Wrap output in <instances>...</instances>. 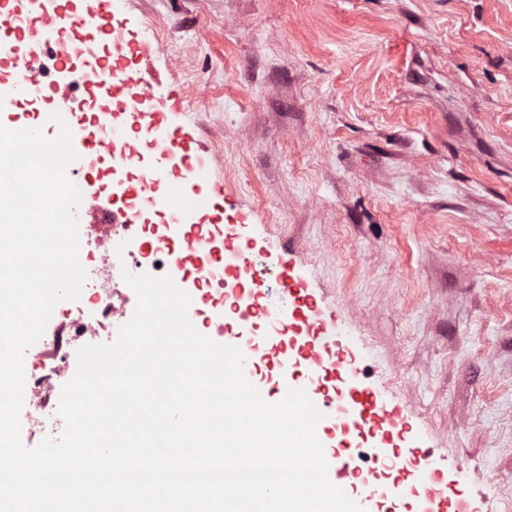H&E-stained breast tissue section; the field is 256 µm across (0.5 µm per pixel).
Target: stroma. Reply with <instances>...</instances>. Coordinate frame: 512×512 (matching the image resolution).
I'll list each match as a JSON object with an SVG mask.
<instances>
[{"mask_svg":"<svg viewBox=\"0 0 512 512\" xmlns=\"http://www.w3.org/2000/svg\"><path fill=\"white\" fill-rule=\"evenodd\" d=\"M211 204L301 264L480 512L512 500V0H125Z\"/></svg>","mask_w":512,"mask_h":512,"instance_id":"1","label":"stroma"}]
</instances>
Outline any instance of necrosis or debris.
<instances>
[{
  "label": "necrosis or debris",
  "instance_id": "necrosis-or-debris-1",
  "mask_svg": "<svg viewBox=\"0 0 512 512\" xmlns=\"http://www.w3.org/2000/svg\"><path fill=\"white\" fill-rule=\"evenodd\" d=\"M169 215L157 214L139 224H87L80 232L79 260L88 279L77 309L66 318H50L41 339L25 353L26 375L23 424L30 434L55 437L63 433L64 420L58 413V387L69 382L72 349L99 343L113 319L123 316L128 285L121 270L128 267L140 274H169L171 243L163 228ZM126 239L122 253L110 247L112 237ZM204 272L199 275L195 293L201 299L190 311L197 330L209 328L208 308L223 306L229 278L224 272L221 250L213 248L200 259Z\"/></svg>",
  "mask_w": 512,
  "mask_h": 512
}]
</instances>
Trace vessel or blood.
<instances>
[{"instance_id": "1", "label": "vessel or blood", "mask_w": 512, "mask_h": 512, "mask_svg": "<svg viewBox=\"0 0 512 512\" xmlns=\"http://www.w3.org/2000/svg\"><path fill=\"white\" fill-rule=\"evenodd\" d=\"M157 51L122 10L121 0H0V65L10 64L9 70L0 68V89L9 91L10 105L60 102L62 116H81L71 129L80 141V159L135 160L142 173L129 179L126 189L170 213L178 229L170 260L180 289L190 288L185 273L197 265L199 243L210 236L211 226H220L228 273L244 271L251 280L250 287L228 297V305L258 306L271 279L288 298L287 307L271 311L287 320L285 332L265 335L258 343L244 324L238 335L225 337V344L238 346L246 364L258 358L271 363L279 384L307 392L324 415V428L355 439L372 460L400 456L411 427L371 385L363 358L339 336L300 267L268 249L250 213L230 218L178 207L176 196L208 197L199 173L209 159L194 130L172 120L173 94L152 67ZM105 120L121 133L120 145L99 136ZM406 451L417 470L402 471L387 486L375 484L370 473H357L348 451L327 454L329 479L345 489L362 477L356 501L364 512H380L382 501L406 494L419 497V512H479L471 498L453 488L446 469L433 467L432 449L413 445Z\"/></svg>"}]
</instances>
